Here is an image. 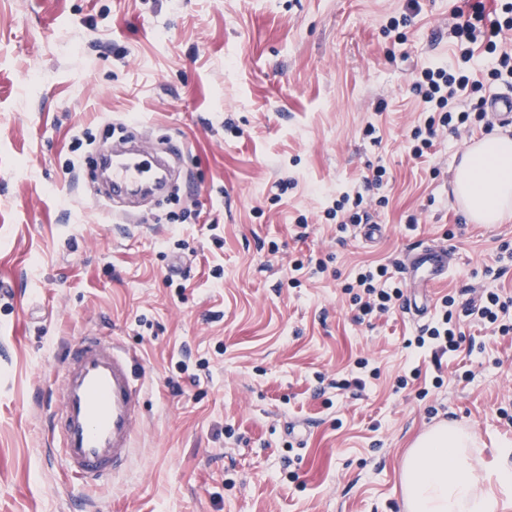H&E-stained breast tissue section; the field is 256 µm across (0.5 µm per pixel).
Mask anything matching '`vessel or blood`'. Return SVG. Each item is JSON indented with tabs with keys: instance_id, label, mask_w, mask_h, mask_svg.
I'll return each instance as SVG.
<instances>
[{
	"instance_id": "b4317fda",
	"label": "vessel or blood",
	"mask_w": 512,
	"mask_h": 512,
	"mask_svg": "<svg viewBox=\"0 0 512 512\" xmlns=\"http://www.w3.org/2000/svg\"><path fill=\"white\" fill-rule=\"evenodd\" d=\"M490 115L500 124H512V91L491 96ZM160 159L143 145L128 148L127 156L106 163L114 194H150L164 189ZM407 278L428 289L448 272V250L416 246L403 260ZM65 373L61 407L49 421L63 435L67 468L83 483L97 485L128 459L142 416L139 360L114 341L101 336L81 337L59 354Z\"/></svg>"
}]
</instances>
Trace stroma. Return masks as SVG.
Instances as JSON below:
<instances>
[{
    "instance_id": "stroma-1",
    "label": "stroma",
    "mask_w": 512,
    "mask_h": 512,
    "mask_svg": "<svg viewBox=\"0 0 512 512\" xmlns=\"http://www.w3.org/2000/svg\"><path fill=\"white\" fill-rule=\"evenodd\" d=\"M461 6L0 0V512H405L402 457L442 420L494 465L512 335L466 310L512 294V217L471 223L450 189L484 124L411 154L413 84L454 60ZM404 13L398 44L384 26ZM132 116L179 150V200L123 219L90 189L95 146ZM379 165L383 236L338 232L328 209ZM432 243L455 259L429 312L455 295L474 341L439 359L407 346L423 323L406 301L361 322L345 291L364 264L402 280L403 253ZM91 332L138 355L144 416L128 467L83 492L48 416L60 347ZM362 358L373 376L346 387Z\"/></svg>"
}]
</instances>
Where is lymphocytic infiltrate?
<instances>
[{
  "mask_svg": "<svg viewBox=\"0 0 512 512\" xmlns=\"http://www.w3.org/2000/svg\"><path fill=\"white\" fill-rule=\"evenodd\" d=\"M501 12V18L495 20L486 34L468 22L454 25L453 36L461 57L460 63L451 62L422 69L413 91L420 100L426 118L412 132L415 157H422L431 150L439 131L455 134L468 122L483 121L485 102L478 97L483 85L473 80L469 67L474 58V44L483 43L484 52L490 59L485 69L487 80L496 81L502 73H512V49L502 42L503 31L512 30V0H505ZM472 95L476 96V103L471 109H462V97ZM346 289L351 292L354 304L364 317L388 313L402 297L401 288L390 282L386 267L381 265L360 268ZM454 304V297H443L440 316L414 337L416 347L431 349L438 356L460 348L464 334L453 319Z\"/></svg>",
  "mask_w": 512,
  "mask_h": 512,
  "instance_id": "lymphocytic-infiltrate-1",
  "label": "lymphocytic infiltrate"
}]
</instances>
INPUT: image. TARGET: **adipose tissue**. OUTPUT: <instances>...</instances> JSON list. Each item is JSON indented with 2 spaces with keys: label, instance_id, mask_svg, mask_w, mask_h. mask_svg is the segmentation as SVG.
I'll list each match as a JSON object with an SVG mask.
<instances>
[{
  "label": "adipose tissue",
  "instance_id": "adipose-tissue-1",
  "mask_svg": "<svg viewBox=\"0 0 512 512\" xmlns=\"http://www.w3.org/2000/svg\"><path fill=\"white\" fill-rule=\"evenodd\" d=\"M451 187L470 222L497 224L512 213V137L482 138L463 156ZM473 432L440 423L418 437L402 460L406 512H499L512 493V447L489 473L470 449Z\"/></svg>",
  "mask_w": 512,
  "mask_h": 512
}]
</instances>
